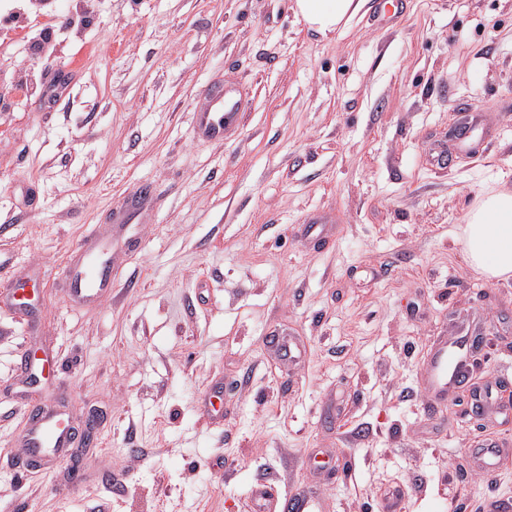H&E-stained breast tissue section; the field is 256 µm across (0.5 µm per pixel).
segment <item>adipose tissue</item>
Instances as JSON below:
<instances>
[{
  "instance_id": "1",
  "label": "adipose tissue",
  "mask_w": 512,
  "mask_h": 512,
  "mask_svg": "<svg viewBox=\"0 0 512 512\" xmlns=\"http://www.w3.org/2000/svg\"><path fill=\"white\" fill-rule=\"evenodd\" d=\"M366 0H295L305 25L321 35L336 31ZM470 267L489 280L512 277V192L491 189L470 207L460 235Z\"/></svg>"
}]
</instances>
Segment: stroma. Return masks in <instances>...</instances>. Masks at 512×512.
Returning a JSON list of instances; mask_svg holds the SVG:
<instances>
[{
    "label": "stroma",
    "mask_w": 512,
    "mask_h": 512,
    "mask_svg": "<svg viewBox=\"0 0 512 512\" xmlns=\"http://www.w3.org/2000/svg\"><path fill=\"white\" fill-rule=\"evenodd\" d=\"M377 12L322 36L294 0H0V268L35 281L34 325L0 304V512H249L260 484L331 512H385L393 489L402 512H512V279L457 240L481 190L512 191V0ZM222 78L249 90L243 123L204 142L192 117ZM459 104L492 135L431 170ZM141 183L158 197L127 227L138 249L116 251L111 298L75 304L58 273ZM322 210L325 247L296 233ZM464 328L484 338L470 382L435 404L423 359ZM273 330L299 360L264 346ZM26 348L56 361L36 385ZM32 391L76 428L99 415L35 474ZM483 441L507 450L492 478Z\"/></svg>",
    "instance_id": "1"
}]
</instances>
